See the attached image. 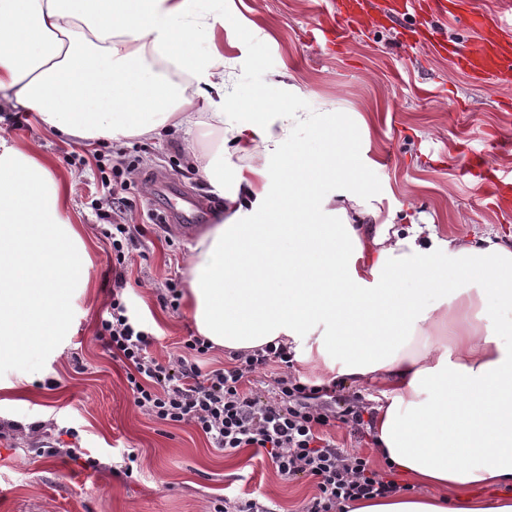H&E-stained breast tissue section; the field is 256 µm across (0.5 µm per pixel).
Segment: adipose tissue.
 Instances as JSON below:
<instances>
[{"label": "adipose tissue", "mask_w": 512, "mask_h": 512, "mask_svg": "<svg viewBox=\"0 0 512 512\" xmlns=\"http://www.w3.org/2000/svg\"><path fill=\"white\" fill-rule=\"evenodd\" d=\"M199 3L0 0V107L89 146L220 133L202 171L224 210L188 262L199 336L284 344L336 380L388 387L375 450L412 489L348 512H512V244L442 233L410 203L402 223L383 216L325 115L284 111L275 86L241 96L234 59L199 51L224 23ZM297 127L320 136L296 141ZM232 153L280 159L284 192L263 165L225 175ZM65 196L47 160L0 138V364L68 329L86 247Z\"/></svg>", "instance_id": "adipose-tissue-1"}]
</instances>
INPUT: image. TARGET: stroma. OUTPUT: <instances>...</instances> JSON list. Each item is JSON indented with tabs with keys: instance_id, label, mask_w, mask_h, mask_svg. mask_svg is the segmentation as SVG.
<instances>
[{
	"instance_id": "stroma-1",
	"label": "stroma",
	"mask_w": 512,
	"mask_h": 512,
	"mask_svg": "<svg viewBox=\"0 0 512 512\" xmlns=\"http://www.w3.org/2000/svg\"><path fill=\"white\" fill-rule=\"evenodd\" d=\"M328 0H205L223 11L224 54L240 59L237 79L263 99L276 74L290 76L288 106L295 112L338 113L357 149L374 159L367 177L382 208L413 201L418 212L451 234L512 232V202L482 196L479 178L463 171L466 157L488 155L512 176V86L476 82L460 73L442 45L411 43L412 29L433 27L430 15L397 24H353L346 43L310 44L305 33ZM0 109V137L39 145L67 188L66 214L79 230L89 260L87 285L68 303L69 333L51 337L32 361L0 369V423L52 421V438L76 444L98 469L40 454L42 438L0 439V512H204L219 497H259L275 512H302L314 495L308 479L288 478L270 461L243 448L226 455L187 425H165L142 415L127 390L125 371L96 339L111 299V248L102 235L96 201L106 193L94 158L143 159L162 168L184 196H210L187 144L206 151L217 134L175 132L162 146L131 141L121 149L63 141L35 118L14 125ZM159 205L152 185L139 179L129 193L130 223L142 225L130 244V313L153 333V357L166 361L196 331L187 307L171 309L168 283L187 289L188 261L198 236L149 223ZM136 452L129 461L128 452ZM132 475H125V468Z\"/></svg>"
}]
</instances>
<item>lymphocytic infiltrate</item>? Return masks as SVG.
<instances>
[{
    "instance_id": "obj_1",
    "label": "lymphocytic infiltrate",
    "mask_w": 512,
    "mask_h": 512,
    "mask_svg": "<svg viewBox=\"0 0 512 512\" xmlns=\"http://www.w3.org/2000/svg\"><path fill=\"white\" fill-rule=\"evenodd\" d=\"M115 176L105 200L112 208V222L103 229L112 248V299L110 316L101 320L97 339L124 364L138 410L163 424L193 426L224 454L250 448L282 475L313 479L316 493L305 512H344L347 504L397 493L394 481L373 470L363 455L339 448L327 433L336 421L364 433L369 427L364 407L336 409L332 387L292 376L293 354L287 346L239 351L230 363L206 371L198 359L211 345L199 336H189L182 353L167 361L150 355L154 336L130 319L123 301L130 261L125 247L141 228L125 223L123 207L131 182L123 171ZM262 370L269 371L270 380L260 392L250 388L249 381Z\"/></svg>"
}]
</instances>
